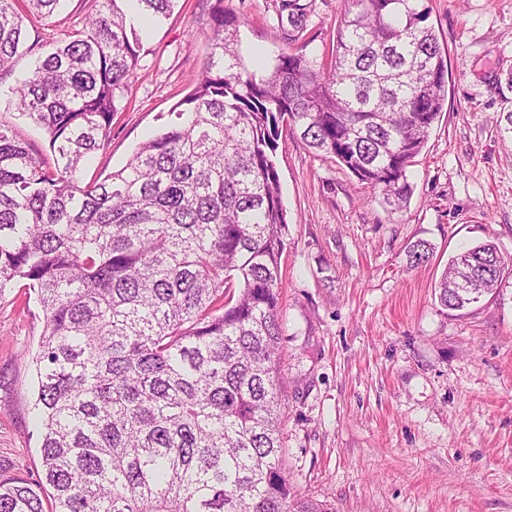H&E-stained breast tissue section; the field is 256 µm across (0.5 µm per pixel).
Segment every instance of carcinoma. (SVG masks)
I'll use <instances>...</instances> for the list:
<instances>
[{
  "label": "carcinoma",
  "mask_w": 512,
  "mask_h": 512,
  "mask_svg": "<svg viewBox=\"0 0 512 512\" xmlns=\"http://www.w3.org/2000/svg\"><path fill=\"white\" fill-rule=\"evenodd\" d=\"M29 16L61 0H0V76ZM176 0H91L41 55L17 108L51 157L0 125V297L20 283L44 318L35 409L45 483L0 478V512H333L283 467L280 260L288 226L274 161L280 125L398 210L447 97L448 59L420 0H344L331 62L303 47L251 71L240 22L215 0L209 53L176 120L127 163L84 181L117 91L137 69L136 16ZM417 241L408 261L429 260ZM494 243L452 257L451 311L497 292Z\"/></svg>",
  "instance_id": "obj_1"
}]
</instances>
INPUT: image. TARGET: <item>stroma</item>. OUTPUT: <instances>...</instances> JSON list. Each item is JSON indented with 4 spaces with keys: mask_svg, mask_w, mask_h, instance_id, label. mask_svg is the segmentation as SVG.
I'll list each match as a JSON object with an SVG mask.
<instances>
[{
    "mask_svg": "<svg viewBox=\"0 0 512 512\" xmlns=\"http://www.w3.org/2000/svg\"><path fill=\"white\" fill-rule=\"evenodd\" d=\"M299 40L330 60L344 0H301ZM448 58V94L407 171L405 208L392 210L334 159L282 127L275 162L288 231L281 256L285 471L298 494L334 512H512V271L495 294L458 313L436 285L451 256L495 242L512 257V0H422ZM242 23L248 67L288 47L283 0H224ZM209 0H177L142 34L139 66L118 94L110 140L87 172L108 175L170 120L208 53ZM63 0L28 38L52 51L82 25ZM37 56L20 53L0 80V123L39 149L43 129L14 89ZM433 255L408 263L417 241ZM38 304L15 287L0 297V476L36 483L33 359Z\"/></svg>",
    "mask_w": 512,
    "mask_h": 512,
    "instance_id": "35a3bbf8",
    "label": "stroma"
}]
</instances>
